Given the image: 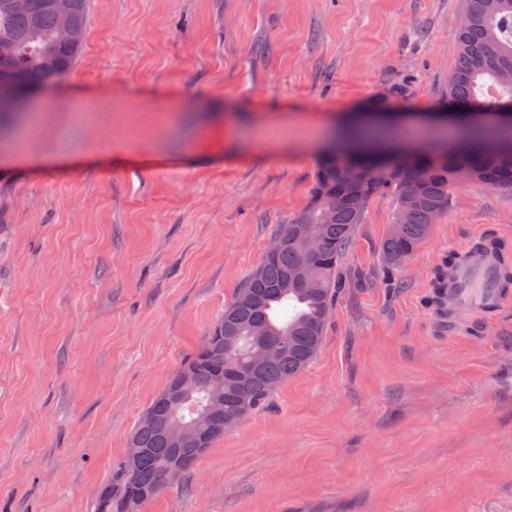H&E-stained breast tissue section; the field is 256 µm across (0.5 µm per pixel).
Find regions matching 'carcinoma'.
<instances>
[{"mask_svg": "<svg viewBox=\"0 0 512 512\" xmlns=\"http://www.w3.org/2000/svg\"><path fill=\"white\" fill-rule=\"evenodd\" d=\"M52 2L27 0L25 9L15 10L10 0H0V69L22 94L58 81L80 56L82 44L69 32H84L87 0H67L65 29ZM465 15L466 24L454 32L457 60L448 101L470 110L512 105V0H468ZM410 94L411 87L399 83L391 96L369 105L392 110ZM462 183L512 192V125L471 124L462 139L427 154L354 158L345 142L326 156L308 205L277 234L280 250L262 260L182 364L195 387L172 402L171 377L144 409L152 421L138 422L131 441L145 452L133 468L119 462L97 492L95 512H125L131 495L154 500L166 489L163 475L174 459L187 463L183 474L189 475L224 430L240 421L241 402H247L248 415L262 409L283 382L309 365L342 288L337 269L377 190L387 188L395 199L382 246L387 266L394 268L413 255L448 209L452 188ZM300 230L318 241L311 259L293 243ZM302 271L304 282L298 283ZM263 344H281L285 352L254 367L252 354ZM229 350L236 372L227 365ZM220 377L224 385L218 389L214 382ZM110 485L122 494L105 506L102 494Z\"/></svg>", "mask_w": 512, "mask_h": 512, "instance_id": "carcinoma-1", "label": "carcinoma"}]
</instances>
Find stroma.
Here are the masks:
<instances>
[{
    "label": "stroma",
    "mask_w": 512,
    "mask_h": 512,
    "mask_svg": "<svg viewBox=\"0 0 512 512\" xmlns=\"http://www.w3.org/2000/svg\"><path fill=\"white\" fill-rule=\"evenodd\" d=\"M465 0H89L83 51L0 139V512H94L323 149L385 85L434 142ZM112 148L103 152L100 141ZM371 198L311 364L143 512H512V305L437 330L448 256L512 192L460 184L388 268Z\"/></svg>",
    "instance_id": "35a3bbf8"
}]
</instances>
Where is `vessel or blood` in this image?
<instances>
[{
  "label": "vessel or blood",
  "mask_w": 512,
  "mask_h": 512,
  "mask_svg": "<svg viewBox=\"0 0 512 512\" xmlns=\"http://www.w3.org/2000/svg\"><path fill=\"white\" fill-rule=\"evenodd\" d=\"M512 258L501 250L466 248L459 253L442 288L434 295V317L441 331L456 328L462 314L486 317L512 304Z\"/></svg>",
  "instance_id": "vessel-or-blood-1"
}]
</instances>
